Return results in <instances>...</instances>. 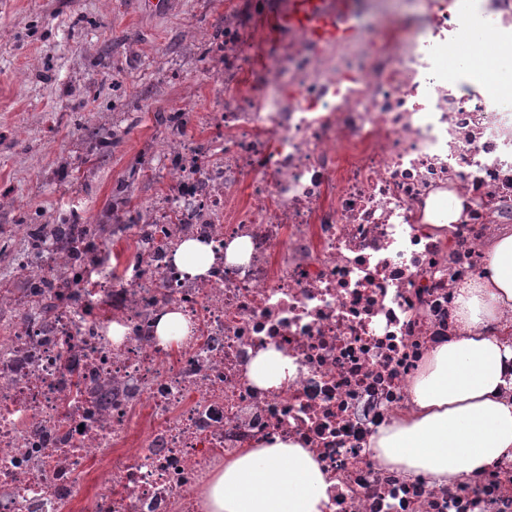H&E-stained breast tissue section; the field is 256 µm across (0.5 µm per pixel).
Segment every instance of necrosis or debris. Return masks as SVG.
Returning <instances> with one entry per match:
<instances>
[{
    "label": "necrosis or debris",
    "instance_id": "4bbe7bcc",
    "mask_svg": "<svg viewBox=\"0 0 512 512\" xmlns=\"http://www.w3.org/2000/svg\"><path fill=\"white\" fill-rule=\"evenodd\" d=\"M280 12L227 0L224 105L183 114L210 134L173 138L145 221L31 247L21 273L52 310L0 323V512H203L216 466L275 435L320 460L326 512H512L511 460L436 485L368 447L512 223V103L491 90L512 79V0H342L324 43ZM465 26L496 50L452 72ZM435 197L461 220L433 228ZM189 240L212 247L204 275L173 264ZM166 313L186 322L169 345ZM269 348L290 373L262 388ZM286 360L274 349L260 351L250 366L249 375L259 386L277 384L285 377Z\"/></svg>",
    "mask_w": 512,
    "mask_h": 512
}]
</instances>
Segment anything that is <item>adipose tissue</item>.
Returning a JSON list of instances; mask_svg holds the SVG:
<instances>
[{"label": "adipose tissue", "mask_w": 512, "mask_h": 512, "mask_svg": "<svg viewBox=\"0 0 512 512\" xmlns=\"http://www.w3.org/2000/svg\"><path fill=\"white\" fill-rule=\"evenodd\" d=\"M481 273L459 289L461 334L427 357L411 385L414 408L380 426L370 448L382 465L445 484L512 457V347L486 335L512 308V226L490 239ZM329 484L301 444L278 438L225 462L204 492L207 512H324Z\"/></svg>", "instance_id": "adipose-tissue-1"}]
</instances>
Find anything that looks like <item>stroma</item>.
Instances as JSON below:
<instances>
[{
	"label": "stroma",
	"mask_w": 512,
	"mask_h": 512,
	"mask_svg": "<svg viewBox=\"0 0 512 512\" xmlns=\"http://www.w3.org/2000/svg\"><path fill=\"white\" fill-rule=\"evenodd\" d=\"M226 0H0V321L27 284V224L135 221L162 184L145 163L168 149L160 115L219 109L205 35Z\"/></svg>",
	"instance_id": "1"
}]
</instances>
